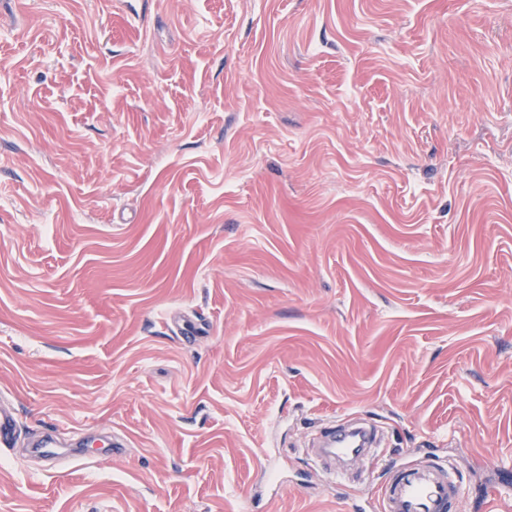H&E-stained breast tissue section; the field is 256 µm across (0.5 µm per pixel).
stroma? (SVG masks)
Wrapping results in <instances>:
<instances>
[{
	"label": "stroma",
	"mask_w": 512,
	"mask_h": 512,
	"mask_svg": "<svg viewBox=\"0 0 512 512\" xmlns=\"http://www.w3.org/2000/svg\"><path fill=\"white\" fill-rule=\"evenodd\" d=\"M0 407V512H512V0H0ZM375 428L361 421H345L323 428L316 448V462L326 466L329 479L336 484L346 480L345 466L349 461L370 455ZM370 460L383 474L381 512H458L461 486L446 464L423 460L398 468L381 465L380 456Z\"/></svg>",
	"instance_id": "35a3bbf8"
}]
</instances>
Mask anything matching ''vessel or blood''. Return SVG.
<instances>
[{
    "label": "vessel or blood",
    "mask_w": 512,
    "mask_h": 512,
    "mask_svg": "<svg viewBox=\"0 0 512 512\" xmlns=\"http://www.w3.org/2000/svg\"><path fill=\"white\" fill-rule=\"evenodd\" d=\"M373 438V427L361 421L328 425L320 433L316 459L329 479L340 484L349 461L370 458L372 469L382 473L380 512H458L461 486L447 465L433 460L402 468L381 464L370 454Z\"/></svg>",
    "instance_id": "1"
}]
</instances>
